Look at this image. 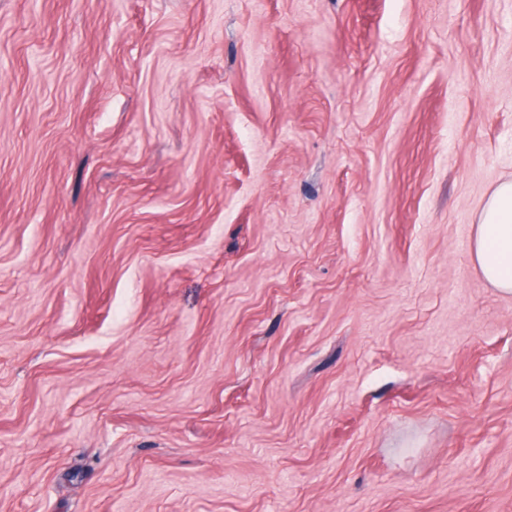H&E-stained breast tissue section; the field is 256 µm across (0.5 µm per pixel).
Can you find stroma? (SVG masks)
<instances>
[{
	"label": "stroma",
	"instance_id": "obj_1",
	"mask_svg": "<svg viewBox=\"0 0 512 512\" xmlns=\"http://www.w3.org/2000/svg\"><path fill=\"white\" fill-rule=\"evenodd\" d=\"M512 0H0V512H512ZM470 252L484 277L512 294V180L498 185L486 201Z\"/></svg>",
	"mask_w": 512,
	"mask_h": 512
}]
</instances>
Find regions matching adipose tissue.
<instances>
[{"instance_id":"1","label":"adipose tissue","mask_w":512,"mask_h":512,"mask_svg":"<svg viewBox=\"0 0 512 512\" xmlns=\"http://www.w3.org/2000/svg\"><path fill=\"white\" fill-rule=\"evenodd\" d=\"M471 259L500 292L512 294V180L498 185L486 201Z\"/></svg>"}]
</instances>
